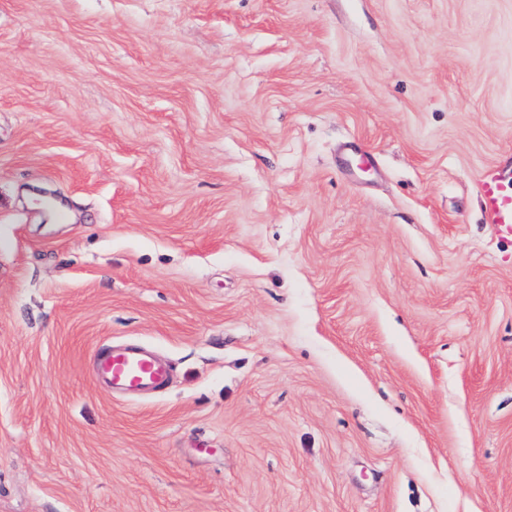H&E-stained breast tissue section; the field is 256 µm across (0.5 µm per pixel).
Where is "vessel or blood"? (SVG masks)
I'll use <instances>...</instances> for the list:
<instances>
[{"mask_svg": "<svg viewBox=\"0 0 512 512\" xmlns=\"http://www.w3.org/2000/svg\"><path fill=\"white\" fill-rule=\"evenodd\" d=\"M488 223L502 236L512 238V188L502 171L488 169L481 181ZM96 376L112 394L156 391L163 387L168 370L152 353L137 348L103 347L95 354Z\"/></svg>", "mask_w": 512, "mask_h": 512, "instance_id": "b4317fda", "label": "vessel or blood"}]
</instances>
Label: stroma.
<instances>
[{"label": "stroma", "instance_id": "35a3bbf8", "mask_svg": "<svg viewBox=\"0 0 512 512\" xmlns=\"http://www.w3.org/2000/svg\"><path fill=\"white\" fill-rule=\"evenodd\" d=\"M491 166L512 0H0V512H512ZM96 376L113 395L156 391L168 370L145 349L103 347L95 354Z\"/></svg>", "mask_w": 512, "mask_h": 512}]
</instances>
